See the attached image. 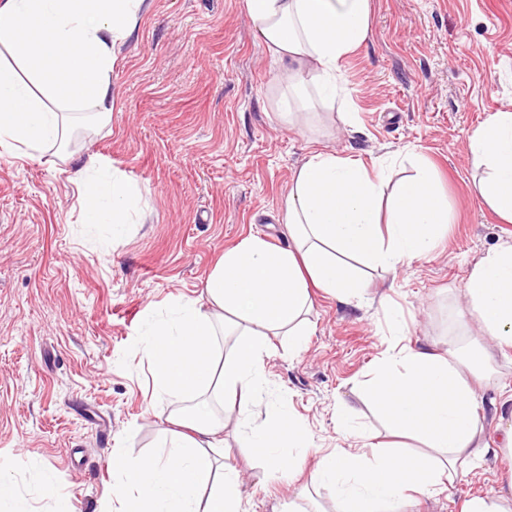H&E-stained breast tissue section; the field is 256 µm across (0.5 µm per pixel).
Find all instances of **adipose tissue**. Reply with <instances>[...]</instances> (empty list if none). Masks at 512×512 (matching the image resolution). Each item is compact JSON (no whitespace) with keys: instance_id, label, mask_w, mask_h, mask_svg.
<instances>
[{"instance_id":"1","label":"adipose tissue","mask_w":512,"mask_h":512,"mask_svg":"<svg viewBox=\"0 0 512 512\" xmlns=\"http://www.w3.org/2000/svg\"><path fill=\"white\" fill-rule=\"evenodd\" d=\"M247 13L273 57L288 63V89L313 83L336 96L341 58L367 38L369 0H245ZM149 0H0V148L25 155L64 148L77 122L101 128L112 114L115 49L135 32ZM484 175L475 190L512 222V111L491 115L468 138ZM414 173L384 194V167L315 151L295 170L280 221L289 243L269 245L256 234L226 249L205 281V299L173 301L164 316L144 312L141 345L152 367L154 401L174 404L184 433L157 457L116 456L112 498L119 512H243L237 467L223 462L224 422L205 398L218 389L247 409L265 389V359L273 337H287L293 354L305 347L310 287L341 299L365 289L368 264L394 272L430 255L448 233V201L434 169L415 161ZM82 221L109 222L113 238L126 231L136 195L125 179L101 172L90 155L75 173ZM469 313L483 336L512 344V244L486 253L464 285ZM233 340L218 358L219 337ZM478 362L456 350L441 355L413 345L380 360L364 393L391 431L420 438L429 452L372 443L353 424L352 408L337 422L360 448L321 457L311 484L325 486L345 512H402L417 496L442 490L445 479L483 459L491 445L478 415L469 375ZM248 438L272 478L299 469L308 446L304 426L274 404L250 421Z\"/></svg>"}]
</instances>
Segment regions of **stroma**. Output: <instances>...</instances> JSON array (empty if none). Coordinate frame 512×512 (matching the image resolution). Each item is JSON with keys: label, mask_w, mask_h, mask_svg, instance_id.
Listing matches in <instances>:
<instances>
[{"label": "stroma", "mask_w": 512, "mask_h": 512, "mask_svg": "<svg viewBox=\"0 0 512 512\" xmlns=\"http://www.w3.org/2000/svg\"><path fill=\"white\" fill-rule=\"evenodd\" d=\"M112 118L77 133L73 159L48 151L0 155V477L29 512H109L112 458L157 453L171 405L151 404V365L140 346L143 311L196 298L225 248L252 233L286 243L280 212L291 176L314 150L409 156L434 168L448 199V235L434 254L390 275L370 269L362 299L313 292L306 349L275 338L266 360L269 402L306 427L312 469L321 455L354 448L336 423L348 405L385 438L382 418L357 396L399 343L384 305H398L410 339L442 353L484 350L476 385L485 434L512 427V347L481 336L464 283L489 250L512 243L472 186L480 176L468 136L512 110V0H370L367 40L340 63L353 124L326 105L280 126L281 67L245 0H153L134 36L117 46ZM137 185L127 233L81 222L73 172L83 157ZM224 456L243 472L245 512H338L333 491L305 474L267 478L247 448L243 418L224 411ZM53 483L56 498L42 495ZM512 492V455H487L446 490L406 512H462L476 494Z\"/></svg>", "instance_id": "stroma-1"}]
</instances>
